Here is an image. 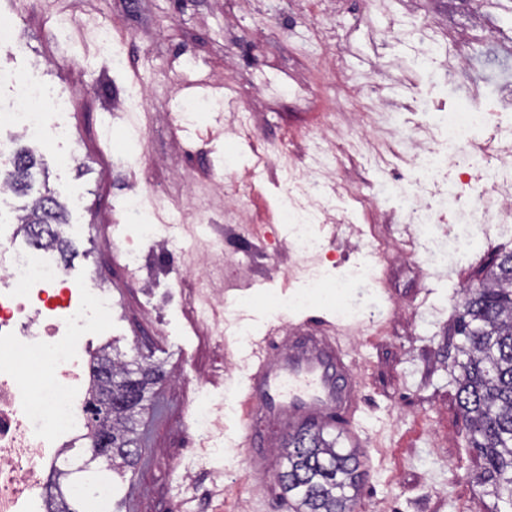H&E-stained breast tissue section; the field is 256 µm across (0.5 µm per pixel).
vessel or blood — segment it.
I'll list each match as a JSON object with an SVG mask.
<instances>
[{
    "instance_id": "obj_1",
    "label": "vessel or blood",
    "mask_w": 512,
    "mask_h": 512,
    "mask_svg": "<svg viewBox=\"0 0 512 512\" xmlns=\"http://www.w3.org/2000/svg\"><path fill=\"white\" fill-rule=\"evenodd\" d=\"M354 363L334 325H271L255 339L242 394L241 444L253 464L251 488L268 493L279 463L268 450L281 432L317 424L338 429L359 409Z\"/></svg>"
}]
</instances>
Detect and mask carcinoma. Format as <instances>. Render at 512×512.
Here are the masks:
<instances>
[{
  "instance_id": "obj_1",
  "label": "carcinoma",
  "mask_w": 512,
  "mask_h": 512,
  "mask_svg": "<svg viewBox=\"0 0 512 512\" xmlns=\"http://www.w3.org/2000/svg\"><path fill=\"white\" fill-rule=\"evenodd\" d=\"M38 161L28 149L16 152L0 180L20 195L33 191ZM23 224H38L48 239L63 247L58 236L65 223L61 204L45 191L21 217ZM479 296L462 290L457 317L458 406L468 430V444L481 462V477L493 494L512 506V252L491 258L478 286ZM102 363L112 366V430L114 457L109 470L132 468L138 463L137 416L144 409L148 386L160 377L157 366L133 359L129 362L106 354ZM285 471L279 475L284 492L297 501V512H353L361 479L358 453L336 447L324 430L305 429L288 438L284 447Z\"/></svg>"
}]
</instances>
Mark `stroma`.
I'll return each instance as SVG.
<instances>
[{"label":"stroma","instance_id":"35a3bbf8","mask_svg":"<svg viewBox=\"0 0 512 512\" xmlns=\"http://www.w3.org/2000/svg\"><path fill=\"white\" fill-rule=\"evenodd\" d=\"M310 16L308 0H0V19L17 30L13 48L0 49V71L35 75L64 100L47 127L43 143L32 146L46 181L33 194L0 198V222L29 209L36 194L51 193L78 226L65 267L77 281L96 270L112 291L114 316L103 342L111 354L131 359L144 354L164 377L151 390L139 417L144 439L142 463L112 477L107 512H295L283 490L243 493L250 461L241 446V410L236 390L249 363V341L214 335L196 317L200 296L193 278L182 277L186 257L156 265V245L139 248L147 261L132 273L120 243L107 225L133 194H158L182 205L188 190L211 187L214 170L253 177L255 186L241 208L260 229L258 238L228 234L223 221L194 225L204 239H223L226 250L245 262L235 292L240 316L251 335L273 320V306L304 287L302 260L290 246L291 228L272 205L285 185L276 166L256 171L247 147L231 145L224 119L177 125L181 104L215 97L234 88L253 114L257 134L270 152L288 145L301 163L305 139L328 124L347 125L332 97L341 80L316 70L325 48L314 39L313 22L340 38L349 72L370 74L367 93L390 99L402 129L426 124V107L453 108L471 92L493 98L496 76L484 65L489 53L512 60V0H320ZM484 29L471 28L472 12ZM437 20L446 37L472 56L458 85L447 88L417 71L413 47L388 39L385 29ZM111 21L117 50L127 62L115 68L98 52L91 35L99 21ZM501 39L491 42L486 30ZM198 60L185 77V56ZM150 90L145 111L124 106L131 83ZM268 84L258 92V84ZM68 135L56 137V127ZM470 182L457 171L441 172L422 193L434 207L431 235L409 230V218L394 200L365 205L358 226L328 224L324 249L313 267L324 289H339L335 303L310 301L286 313L284 322L304 318L335 320L349 311L345 343L360 364L363 409L354 424L362 444L336 432L338 447L357 449L363 480L360 512H503L505 505L479 484L480 461L467 445L457 404L454 319L461 290L477 287L492 254L512 250V224H496L466 255L456 254L449 234L474 206ZM335 177L350 194L382 184L412 187L406 162L378 171L361 155L337 153ZM369 268L362 283L350 273ZM375 333L363 335L369 318ZM208 400L220 423L203 435L200 402ZM224 451L208 455L207 439Z\"/></svg>","mask_w":512,"mask_h":512}]
</instances>
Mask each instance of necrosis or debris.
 I'll list each match as a JSON object with an SVG mask.
<instances>
[{
	"mask_svg": "<svg viewBox=\"0 0 512 512\" xmlns=\"http://www.w3.org/2000/svg\"><path fill=\"white\" fill-rule=\"evenodd\" d=\"M437 25L425 21L390 30L397 41L413 43L415 63L435 71L440 57H447L445 78L456 86L467 64L461 55L443 54L435 37ZM14 97L0 103V120L7 121L28 141L42 143L50 113L47 93L32 77L13 78ZM364 81L346 78L345 109L361 129L358 138L345 136L336 127L311 137L308 161L295 166L287 148L270 157L256 134L251 112L233 94H225L223 107L229 117L227 133L246 142L256 166L277 161L288 191L279 210L284 218L300 224L295 250L306 259L319 256L321 238L315 228L345 215L343 198L327 159L336 150L361 152L368 143L377 117H385L386 135L401 137L400 127L388 117L386 99L363 95ZM512 112V84L503 85L495 106L472 99L467 105L436 112L421 136L409 139L411 161L419 181L428 182L448 166L458 167L474 157L477 136L487 127L491 112ZM477 197L497 196L495 210L478 207L464 219L465 230L457 250L465 253L483 225L512 222V145L495 156H486ZM212 210L209 200L193 195L184 207L166 212L152 205L149 220L139 235L157 241L164 252H175L176 230L186 217L205 223ZM112 316V300L96 277L71 281L56 253L20 248L17 232H0V512H49L41 488L52 469L68 465L66 454L78 448L91 399L93 366L88 356L92 338L104 332Z\"/></svg>",
	"mask_w": 512,
	"mask_h": 512,
	"instance_id": "4bbe7bcc",
	"label": "necrosis or debris"
}]
</instances>
